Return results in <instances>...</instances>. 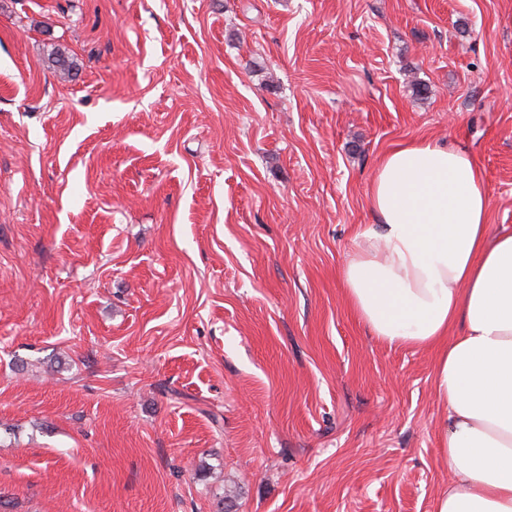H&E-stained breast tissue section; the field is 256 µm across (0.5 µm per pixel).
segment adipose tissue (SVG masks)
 <instances>
[{"label": "adipose tissue", "mask_w": 512, "mask_h": 512, "mask_svg": "<svg viewBox=\"0 0 512 512\" xmlns=\"http://www.w3.org/2000/svg\"><path fill=\"white\" fill-rule=\"evenodd\" d=\"M367 205L341 281L377 339L437 352L452 478L434 512H512V233L492 231L471 154L429 140L381 157Z\"/></svg>", "instance_id": "ef3b65f1"}]
</instances>
